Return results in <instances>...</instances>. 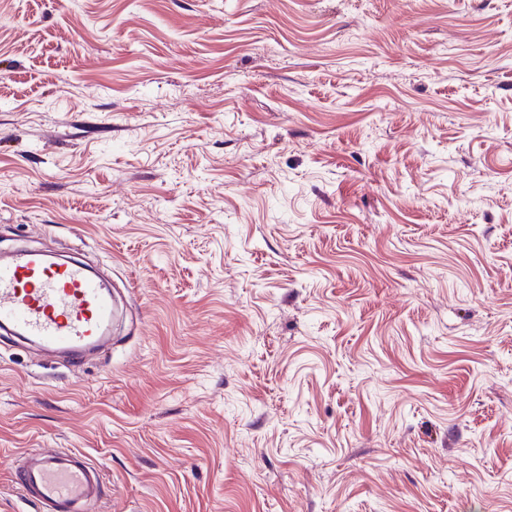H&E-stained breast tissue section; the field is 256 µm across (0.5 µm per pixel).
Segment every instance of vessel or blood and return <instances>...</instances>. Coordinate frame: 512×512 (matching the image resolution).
I'll return each instance as SVG.
<instances>
[{"mask_svg": "<svg viewBox=\"0 0 512 512\" xmlns=\"http://www.w3.org/2000/svg\"><path fill=\"white\" fill-rule=\"evenodd\" d=\"M116 317L110 293L78 263L58 264L25 250L0 262V328L22 339L80 355L96 346ZM100 465L69 450L24 451L16 484L44 512H82L98 497Z\"/></svg>", "mask_w": 512, "mask_h": 512, "instance_id": "1", "label": "vessel or blood"}]
</instances>
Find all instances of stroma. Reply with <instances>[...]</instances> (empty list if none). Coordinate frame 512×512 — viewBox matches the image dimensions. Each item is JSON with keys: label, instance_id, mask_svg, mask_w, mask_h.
I'll return each instance as SVG.
<instances>
[{"label": "stroma", "instance_id": "35a3bbf8", "mask_svg": "<svg viewBox=\"0 0 512 512\" xmlns=\"http://www.w3.org/2000/svg\"><path fill=\"white\" fill-rule=\"evenodd\" d=\"M20 250L123 318L0 335V512H512V0H0ZM16 469V484L27 501L45 512H81L83 504L98 497L104 474L100 465L69 450L23 451Z\"/></svg>", "mask_w": 512, "mask_h": 512}]
</instances>
